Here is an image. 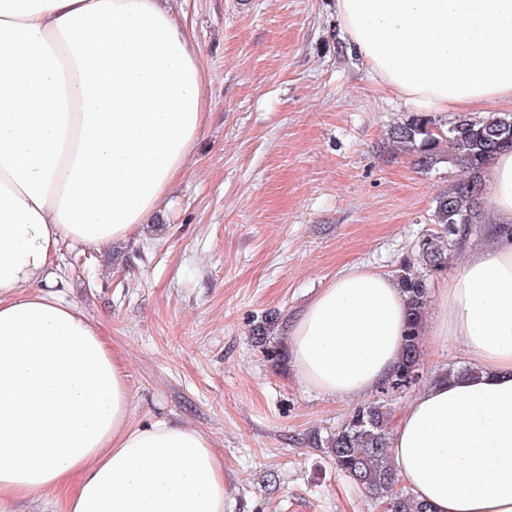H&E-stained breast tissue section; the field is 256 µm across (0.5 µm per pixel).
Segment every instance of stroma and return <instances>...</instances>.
I'll use <instances>...</instances> for the list:
<instances>
[{
	"label": "stroma",
	"instance_id": "35a3bbf8",
	"mask_svg": "<svg viewBox=\"0 0 512 512\" xmlns=\"http://www.w3.org/2000/svg\"><path fill=\"white\" fill-rule=\"evenodd\" d=\"M177 10L209 75L205 133L152 223L102 249L61 242L47 290L121 360L133 423L211 438L224 512H383L325 453L355 400L318 393L271 353L343 270L395 273L435 232L433 197L461 168L388 154L389 129L416 106L358 55L336 0ZM465 362L425 326L418 387Z\"/></svg>",
	"mask_w": 512,
	"mask_h": 512
}]
</instances>
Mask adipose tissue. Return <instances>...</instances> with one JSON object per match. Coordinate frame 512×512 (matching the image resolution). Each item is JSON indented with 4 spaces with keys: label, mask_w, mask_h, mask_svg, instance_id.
I'll return each mask as SVG.
<instances>
[{
    "label": "adipose tissue",
    "mask_w": 512,
    "mask_h": 512,
    "mask_svg": "<svg viewBox=\"0 0 512 512\" xmlns=\"http://www.w3.org/2000/svg\"><path fill=\"white\" fill-rule=\"evenodd\" d=\"M357 53L407 100H512V0H337ZM206 73L170 0H0V499L66 512H224L205 434L131 425L123 365L75 307L32 291L61 240L149 223L203 129ZM489 241L442 288L433 328L472 374L422 389L391 455L432 512H512V149L490 169ZM406 296L353 268L292 321L301 379L369 395L401 355ZM0 512H65V506L54 494H35L19 501L2 500Z\"/></svg>",
    "instance_id": "adipose-tissue-1"
}]
</instances>
